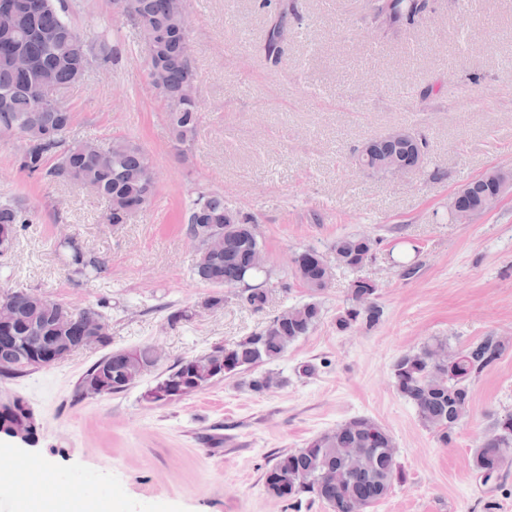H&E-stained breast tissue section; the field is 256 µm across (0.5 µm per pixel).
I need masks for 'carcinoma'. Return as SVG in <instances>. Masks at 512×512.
I'll return each mask as SVG.
<instances>
[{"mask_svg": "<svg viewBox=\"0 0 512 512\" xmlns=\"http://www.w3.org/2000/svg\"><path fill=\"white\" fill-rule=\"evenodd\" d=\"M14 14V26L7 40L0 39V126L14 128L24 140L16 157L19 172L45 179L87 186L107 203L104 221L124 224L134 207L146 208L155 191L156 180L144 166L143 150L130 141L115 138L102 145L95 141H70L66 134L73 113L60 101L47 97L44 87L75 82L76 67L85 63L88 52L84 38L62 14L57 0H9ZM175 0H125L139 25L148 49L151 65L165 95L177 101L168 113L175 138L182 143L194 141L199 112L196 103L180 99L185 85L194 79L188 53V35L175 27ZM390 7L395 18L392 25L413 24L422 18L426 4L419 0H370L369 12L377 19ZM295 6L289 0H279L277 11L264 39L262 50L273 65L282 62L292 44L291 24ZM28 54V70L18 68L13 49ZM416 145L410 141L380 139L376 153L364 160L374 166L384 157H391L413 166ZM54 164H48L50 159ZM495 170L465 186L462 206L480 217L488 210L482 204L497 188ZM31 214L16 201H0V248L13 250L20 228L30 223ZM252 224L253 218L224 204V195L217 192L197 194L190 210L186 234L197 232L202 224ZM378 242L366 234H345L336 238L331 250L336 264L359 270L376 258ZM262 248L259 237L245 232H230L224 236V252L204 262L196 260L194 273L199 281L214 288H229L242 275L251 271L255 252ZM74 273L87 279L95 276L102 262L71 249ZM293 275L308 289L310 300L288 309L284 320L262 328L230 344H216L194 356L201 370H206L212 358L224 356L225 375H236L265 363L280 359L295 341L307 336L323 317V307L317 296L324 290L319 268L306 258L295 261ZM12 312L10 330L15 336H62L57 314L62 304L41 294L17 291L5 296ZM243 302L254 311L264 309L268 291L245 289ZM383 310L367 289L350 287L349 303L336 312V330L370 331L382 319ZM29 344L22 354L11 359L0 356V376L17 377L35 369L31 364ZM503 343L495 336H485L463 349L452 350L448 342L431 338L420 348L398 356L392 365L394 388L410 403L423 427L432 431L446 446L455 428L467 416L472 391L470 382L491 367L501 356ZM448 351V361L455 373L439 365L436 354ZM155 366V351L149 345L110 352L99 359L83 376L79 392L85 393V382L99 372L107 393L123 392L135 385ZM186 372L184 360L160 376L147 391L146 398L154 403H167L172 398L166 391L169 377ZM356 448L365 452L357 454ZM512 449V412L493 419L485 443L475 448L472 468L484 484L497 479L508 458L502 452ZM271 468L280 472L287 483L282 486L264 484L274 497L299 502L303 499L324 503L330 512H369V508L384 499L399 471L393 437L375 420L359 416L324 432L298 450L274 458Z\"/></svg>", "mask_w": 512, "mask_h": 512, "instance_id": "1", "label": "carcinoma"}]
</instances>
